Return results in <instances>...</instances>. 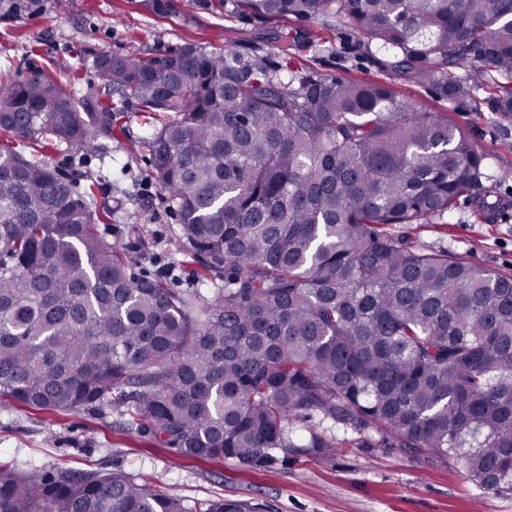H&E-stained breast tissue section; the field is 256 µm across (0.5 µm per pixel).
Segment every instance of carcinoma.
<instances>
[{
	"label": "carcinoma",
	"mask_w": 512,
	"mask_h": 512,
	"mask_svg": "<svg viewBox=\"0 0 512 512\" xmlns=\"http://www.w3.org/2000/svg\"><path fill=\"white\" fill-rule=\"evenodd\" d=\"M256 19L336 14L386 67L448 101L494 85L512 112V0H232ZM84 66L115 106L38 73L0 89V132L80 148L129 107L208 271L211 300L136 274L102 215L47 163L0 149V398L50 412L109 406L197 459L264 467L314 412L375 444L461 466L512 490V276L415 245L394 224L443 225L466 197L489 208L484 154L446 112L392 88L269 72L261 56L187 44L165 58ZM0 512H189L121 472L0 464ZM205 512H252L215 500Z\"/></svg>",
	"instance_id": "obj_1"
}]
</instances>
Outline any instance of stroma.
<instances>
[{"label": "stroma", "instance_id": "35a3bbf8", "mask_svg": "<svg viewBox=\"0 0 512 512\" xmlns=\"http://www.w3.org/2000/svg\"><path fill=\"white\" fill-rule=\"evenodd\" d=\"M302 33L303 42L284 41ZM195 44L266 58L272 71L285 62L324 77L389 83L398 101L445 112L471 133L485 155V187L503 202L493 215L460 199L446 229L398 225L412 243L447 249L449 256L512 275V113L491 111L487 93L451 102L434 87L396 76L381 67L380 52L358 44L351 24L328 16L318 20L264 22L228 12L219 0H169L156 15L143 0H44L36 14L0 11V88L36 68L60 81L98 94L100 87L84 58L100 53H146L156 58ZM154 123L131 113L124 131L103 135L88 148H41L13 135L0 145L23 149L61 176L76 178V191L103 210L101 235L134 260L136 273L164 278L180 292L214 296L221 273L200 275L177 240L179 220L161 191L139 146ZM300 434L316 431L339 441L340 449L296 448L287 458L261 468L234 459L200 460L128 429L115 409L47 412L14 403L0 405V461L24 469L102 470L126 474L182 498L192 512H205L218 499L242 500L254 512H512V491L493 490L456 465L387 448H370L363 434L309 413L296 423Z\"/></svg>", "mask_w": 512, "mask_h": 512}]
</instances>
